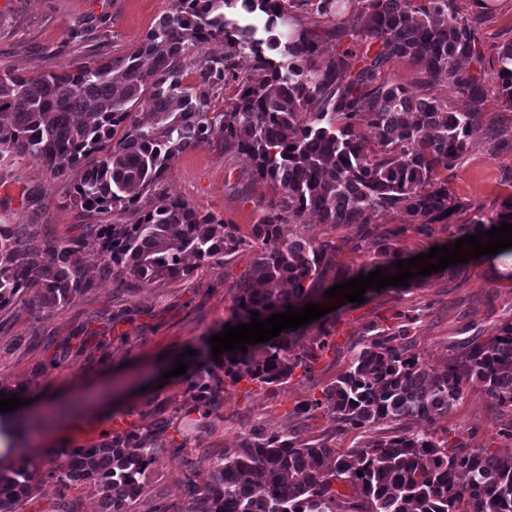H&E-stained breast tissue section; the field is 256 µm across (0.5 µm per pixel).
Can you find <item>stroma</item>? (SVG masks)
Masks as SVG:
<instances>
[{"mask_svg":"<svg viewBox=\"0 0 512 512\" xmlns=\"http://www.w3.org/2000/svg\"><path fill=\"white\" fill-rule=\"evenodd\" d=\"M173 7L174 0H0V74L56 72L122 57ZM454 9L461 19L485 13L474 32L487 85L482 110L486 122L512 134V107L496 84L498 52L512 41V0H494L486 9L480 0H454ZM250 173L246 157L225 154L215 141L180 154L159 189L247 234L274 197L273 188ZM77 178V171L53 174L29 159L0 167V224L36 225L37 236L26 243L33 251L46 241L81 235L88 218L70 202ZM448 189L466 206H483L488 214L499 210L512 196V153L493 152L484 131L474 132ZM254 254L246 246L226 264L197 265L190 275L132 291L117 282L98 283L59 309L35 311L29 296L0 314L6 322L0 329V387L37 381L23 411L42 420L15 460L32 458L42 473L52 451L111 436L115 416H123L127 427L144 428L158 412L178 407L188 379L167 372L181 360L195 366L196 353L222 331L231 315L233 285ZM405 316L411 319L412 353L442 366L468 339H489L512 321V270L472 259L405 289L366 291L360 304L341 301L325 316L331 346L319 353L311 373L294 371L278 386L246 379L225 383L224 404L206 429L187 442L179 432H167L148 472L140 512L158 495L170 512H186V479L204 484L208 471L202 465L187 473L183 458L222 456L258 420L268 430H287L295 405L321 397L348 368L349 350L364 341L368 325L393 329ZM416 427L468 450L512 454V440L505 436L512 429V406L497 405L478 386L435 424L420 421ZM394 431L386 423L340 431L319 411L308 420L305 435L328 437L330 447L342 453Z\"/></svg>","mask_w":512,"mask_h":512,"instance_id":"stroma-1","label":"stroma"}]
</instances>
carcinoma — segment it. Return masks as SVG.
<instances>
[{
	"label": "carcinoma",
	"instance_id": "carcinoma-1",
	"mask_svg": "<svg viewBox=\"0 0 512 512\" xmlns=\"http://www.w3.org/2000/svg\"><path fill=\"white\" fill-rule=\"evenodd\" d=\"M348 2L176 0L172 13L121 58L49 74L0 75V164L28 158L54 174L76 169L72 204L116 216L86 225L75 239L49 241L41 252L24 247L34 225L0 224V312L29 294L39 307L53 309L88 292L89 280L72 261L86 248L103 256L100 280L131 290L187 274V255L222 264L244 245L256 248L234 285L233 327L250 322L252 310L265 320L288 305H323L326 290L361 273H396V261L412 258L401 251L402 238L410 232L431 238L433 224L463 208L448 179L482 127L486 84L460 69L458 60L480 59L474 27L484 15L460 20L453 0L423 6L355 0L359 8L348 24L328 30L340 50L326 61L321 36L312 30L296 29L284 42L271 35L292 12L328 18ZM218 38L224 56L196 60L199 82L185 84L187 53ZM241 56L251 59L250 73L237 79L224 111H210V95ZM402 57L418 68L420 88L446 80L465 97L464 106L450 109L405 85L376 83L383 67ZM498 64L500 90L512 105V43L502 47ZM215 139L224 153L247 157L252 176L276 190L249 238L238 225L157 192L179 154ZM145 195L153 204L126 221ZM379 211L405 214L409 223H371ZM481 211L472 208L456 238L512 224L511 197L490 217ZM307 212L351 234L339 244L311 233L284 235L283 227ZM347 246L383 261L339 267L334 255ZM404 329L372 334L322 398L294 408L288 431L269 432L258 422L221 457L182 458L190 469L206 464L210 474L203 485H185L187 512H512V455L482 448L464 454L444 438L411 429L338 455L325 438L302 439L305 422L318 410L338 430L434 423L466 386L478 385L512 406V321L486 343L468 342L460 358L442 368L410 353ZM308 330L283 331L247 345L246 353L225 352L218 363L202 358L172 413L86 448L60 449V463L43 481L60 494L87 485L100 512H137L166 431L177 424L190 435L204 426L223 405L226 379L280 385L299 368L311 371L330 330L322 322L298 346ZM33 478L26 463L0 467V512H20L39 490ZM335 483L353 494L333 489Z\"/></svg>",
	"mask_w": 512,
	"mask_h": 512
}]
</instances>
